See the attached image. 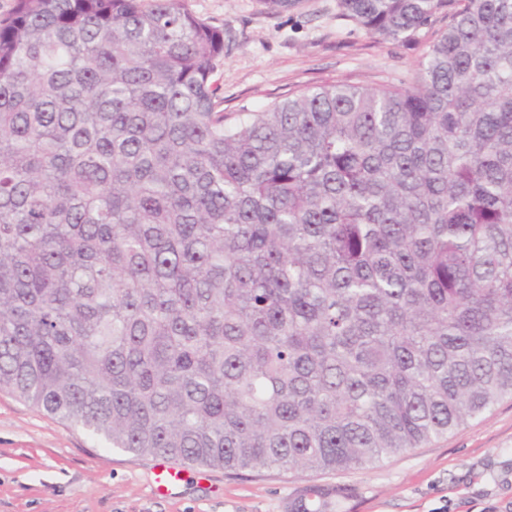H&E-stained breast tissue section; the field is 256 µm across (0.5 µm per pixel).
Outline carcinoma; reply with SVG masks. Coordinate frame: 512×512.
Returning <instances> with one entry per match:
<instances>
[{
	"label": "carcinoma",
	"mask_w": 512,
	"mask_h": 512,
	"mask_svg": "<svg viewBox=\"0 0 512 512\" xmlns=\"http://www.w3.org/2000/svg\"><path fill=\"white\" fill-rule=\"evenodd\" d=\"M411 81L226 113L183 0L0 19V391L135 456L368 469L512 398V0H338ZM345 494L311 484L291 512Z\"/></svg>",
	"instance_id": "carcinoma-1"
}]
</instances>
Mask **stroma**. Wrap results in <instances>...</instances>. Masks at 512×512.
Wrapping results in <instances>:
<instances>
[{"label": "stroma", "instance_id": "obj_1", "mask_svg": "<svg viewBox=\"0 0 512 512\" xmlns=\"http://www.w3.org/2000/svg\"><path fill=\"white\" fill-rule=\"evenodd\" d=\"M225 33L217 78L228 112H255L332 82L386 88L408 80L437 18L416 42L375 38L343 17L338 0H300L281 12L263 0H185ZM156 459L136 457L64 426L0 392V512H288L310 484L345 486L336 512H512V400L446 438L363 470L239 475L188 468L156 491Z\"/></svg>", "mask_w": 512, "mask_h": 512}]
</instances>
